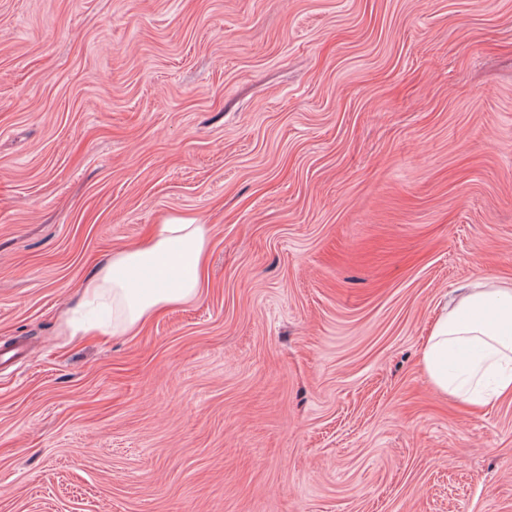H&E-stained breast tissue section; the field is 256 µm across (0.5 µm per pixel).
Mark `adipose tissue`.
I'll list each match as a JSON object with an SVG mask.
<instances>
[{
    "label": "adipose tissue",
    "instance_id": "obj_1",
    "mask_svg": "<svg viewBox=\"0 0 512 512\" xmlns=\"http://www.w3.org/2000/svg\"><path fill=\"white\" fill-rule=\"evenodd\" d=\"M206 225L167 217L138 245L112 254L82 285L84 304H112V329L136 334L164 309L199 297L208 249ZM421 366L434 388L487 405L512 397V289L461 286L436 317Z\"/></svg>",
    "mask_w": 512,
    "mask_h": 512
}]
</instances>
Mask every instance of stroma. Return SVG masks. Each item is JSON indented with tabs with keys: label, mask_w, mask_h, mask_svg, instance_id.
<instances>
[{
	"label": "stroma",
	"mask_w": 512,
	"mask_h": 512,
	"mask_svg": "<svg viewBox=\"0 0 512 512\" xmlns=\"http://www.w3.org/2000/svg\"><path fill=\"white\" fill-rule=\"evenodd\" d=\"M200 297L72 338L112 251ZM512 286V0H0V512H512V398L421 339ZM209 231L192 219L166 217L136 246L122 248L82 285L84 305L112 303V333L135 335L166 308L199 297Z\"/></svg>",
	"instance_id": "35a3bbf8"
}]
</instances>
